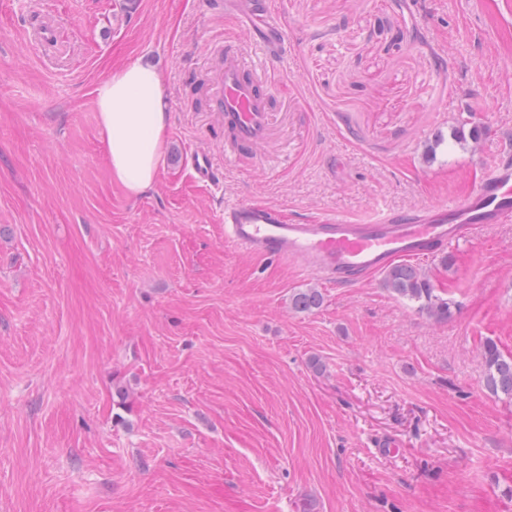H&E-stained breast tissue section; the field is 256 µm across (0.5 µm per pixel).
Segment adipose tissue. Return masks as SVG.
Segmentation results:
<instances>
[{"label": "adipose tissue", "instance_id": "1", "mask_svg": "<svg viewBox=\"0 0 512 512\" xmlns=\"http://www.w3.org/2000/svg\"><path fill=\"white\" fill-rule=\"evenodd\" d=\"M101 138L112 177L137 196L160 173L170 104L159 72L134 63L113 70L94 89Z\"/></svg>", "mask_w": 512, "mask_h": 512}]
</instances>
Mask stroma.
<instances>
[{
  "label": "stroma",
  "mask_w": 512,
  "mask_h": 512,
  "mask_svg": "<svg viewBox=\"0 0 512 512\" xmlns=\"http://www.w3.org/2000/svg\"><path fill=\"white\" fill-rule=\"evenodd\" d=\"M273 2L287 55L247 45L270 134L228 158L224 0H0V512H512V399L480 355L512 352V223L418 260L452 306L437 321L383 274L339 288L225 246L223 219L462 199L512 156V0ZM34 19L56 46L31 45ZM138 62L170 111L133 198L93 91ZM310 287L322 306L295 311ZM185 163L191 171L192 178L197 182L218 186L222 181L223 175L209 151H189L185 156ZM484 363L483 385L493 396L512 398V355L504 354L492 340L484 341L481 349Z\"/></svg>",
  "instance_id": "obj_1"
}]
</instances>
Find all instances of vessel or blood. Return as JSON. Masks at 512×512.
I'll list each match as a JSON object with an SVG mask.
<instances>
[{"label": "vessel or blood", "mask_w": 512, "mask_h": 512, "mask_svg": "<svg viewBox=\"0 0 512 512\" xmlns=\"http://www.w3.org/2000/svg\"><path fill=\"white\" fill-rule=\"evenodd\" d=\"M224 9L251 26L266 57L277 59L286 53V38L271 0H224ZM214 107L224 117L226 155L252 150L267 139L272 95L241 50L224 53ZM185 163L197 182L216 186L223 178L209 151H189ZM511 223L512 163L501 161L463 200L385 209L366 224L335 215L304 223L273 205L228 204L224 241L247 253L293 263L330 284L351 287L398 260L427 257L475 238L487 225Z\"/></svg>", "instance_id": "obj_1"}]
</instances>
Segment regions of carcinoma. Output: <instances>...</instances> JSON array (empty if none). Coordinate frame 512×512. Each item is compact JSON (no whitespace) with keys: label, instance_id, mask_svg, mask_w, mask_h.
Segmentation results:
<instances>
[{"label":"carcinoma","instance_id":"1","mask_svg":"<svg viewBox=\"0 0 512 512\" xmlns=\"http://www.w3.org/2000/svg\"><path fill=\"white\" fill-rule=\"evenodd\" d=\"M388 290L415 304L435 320H443L451 315L448 300L435 294L429 276L411 264H396L386 270L384 279ZM322 294L315 288L296 292L291 298V306L300 312L313 311L320 307ZM484 363L483 385L493 396L504 395L512 398V355L501 351L492 340L484 341L481 349Z\"/></svg>","mask_w":512,"mask_h":512}]
</instances>
